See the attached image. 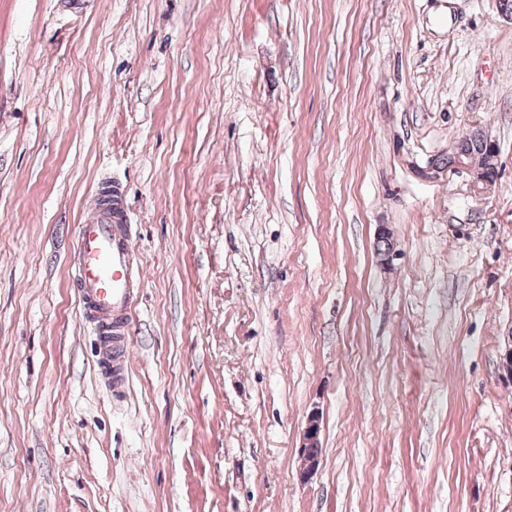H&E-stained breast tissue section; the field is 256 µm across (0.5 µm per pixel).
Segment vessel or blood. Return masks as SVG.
Returning <instances> with one entry per match:
<instances>
[{"mask_svg": "<svg viewBox=\"0 0 512 512\" xmlns=\"http://www.w3.org/2000/svg\"><path fill=\"white\" fill-rule=\"evenodd\" d=\"M132 239L122 189L104 185L80 216L74 283L104 351L98 367L117 396L128 382V339L142 277Z\"/></svg>", "mask_w": 512, "mask_h": 512, "instance_id": "b4317fda", "label": "vessel or blood"}]
</instances>
